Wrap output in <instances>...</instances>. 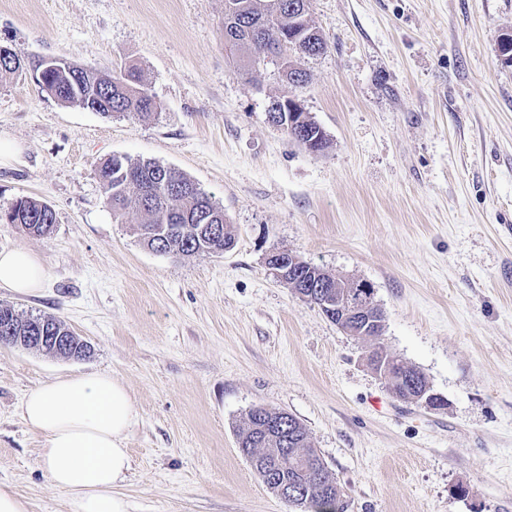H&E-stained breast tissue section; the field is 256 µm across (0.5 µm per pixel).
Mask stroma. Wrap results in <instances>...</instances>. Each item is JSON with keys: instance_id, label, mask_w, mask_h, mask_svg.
I'll list each match as a JSON object with an SVG mask.
<instances>
[{"instance_id": "obj_1", "label": "stroma", "mask_w": 512, "mask_h": 512, "mask_svg": "<svg viewBox=\"0 0 512 512\" xmlns=\"http://www.w3.org/2000/svg\"><path fill=\"white\" fill-rule=\"evenodd\" d=\"M326 52L306 85L224 53V0H0V44L101 74L136 65L158 109L104 117L58 102L31 72L0 76V249L39 256L23 314L52 313L92 352L0 345V485L29 512H77L20 416L49 380L106 372L135 397L127 512H296L238 448L249 411L296 418L347 512H512V67L497 38L512 0H311ZM294 97L318 154L271 125ZM113 155L190 177L235 228L231 250L145 248L95 175ZM50 205L49 236L3 215ZM289 251L374 289L385 350L446 405L404 402L347 335L267 268Z\"/></svg>"}]
</instances>
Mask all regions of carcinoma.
I'll list each match as a JSON object with an SVG mask.
<instances>
[{"label": "carcinoma", "mask_w": 512, "mask_h": 512, "mask_svg": "<svg viewBox=\"0 0 512 512\" xmlns=\"http://www.w3.org/2000/svg\"><path fill=\"white\" fill-rule=\"evenodd\" d=\"M310 0H224V51L234 61H245L263 48H272L283 41L298 42L288 50L280 63L282 80L301 87L308 73L300 60L321 54L326 42L321 32L308 18ZM34 66L38 85L63 104L76 105L105 117L114 114L145 116L158 105L145 88L139 71L130 67L118 77H109L74 66L67 62L45 69L42 60L36 62H0L1 74H12ZM163 165L152 160H131L112 157L100 162L95 173L102 186L107 205L115 213L132 208L139 213V230L148 227L162 237L165 250L177 257H189L221 251L224 240H214L193 223L199 212H213L215 224H224V209L212 197L184 174L172 169L166 179L155 176ZM10 223L19 224L30 234L46 237L56 222L54 210L44 202L20 198L11 207ZM45 320L53 327L67 328L60 317L52 313L22 316L15 308L0 303V322L15 323L14 335L26 331L27 321ZM285 429L295 435L288 447V476L298 479L301 488L302 512H346L345 501L338 495L326 497L319 488L296 473L300 463L320 460L309 446L307 433L294 417L285 413Z\"/></svg>", "instance_id": "carcinoma-1"}]
</instances>
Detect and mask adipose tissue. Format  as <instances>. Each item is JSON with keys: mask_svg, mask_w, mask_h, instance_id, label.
<instances>
[{"mask_svg": "<svg viewBox=\"0 0 512 512\" xmlns=\"http://www.w3.org/2000/svg\"><path fill=\"white\" fill-rule=\"evenodd\" d=\"M44 278L38 256L23 249L0 251V289L30 293ZM21 416L44 435L42 463L51 482L76 499L78 512H126L116 489L130 469L123 441L138 413L121 382L105 372L55 378L26 396Z\"/></svg>", "mask_w": 512, "mask_h": 512, "instance_id": "obj_1", "label": "adipose tissue"}]
</instances>
